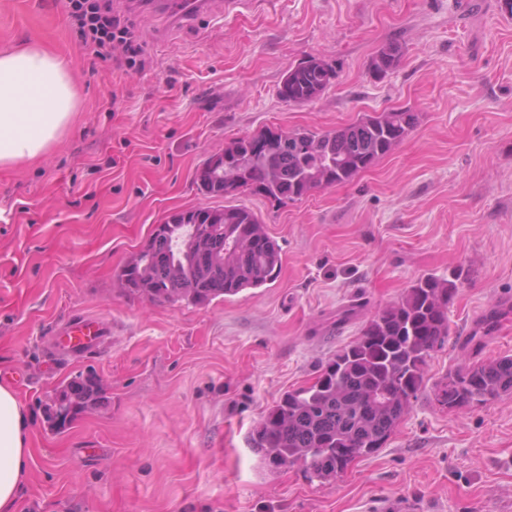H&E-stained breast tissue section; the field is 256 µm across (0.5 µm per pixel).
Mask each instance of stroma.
Returning a JSON list of instances; mask_svg holds the SVG:
<instances>
[{
	"label": "stroma",
	"instance_id": "35a3bbf8",
	"mask_svg": "<svg viewBox=\"0 0 512 512\" xmlns=\"http://www.w3.org/2000/svg\"><path fill=\"white\" fill-rule=\"evenodd\" d=\"M224 2L116 0L154 60L122 75L80 44L65 0H0V51L55 52L79 97L61 143L0 168V383L22 399L36 455L16 512H512V394L449 411L431 390L512 355V0ZM392 38L404 55L375 81L369 59ZM308 57L336 78L313 103L284 102V72ZM395 108L418 112L417 127L303 200L212 196L195 181L231 140L331 133ZM235 205L278 243L275 282L206 306L118 287L168 215ZM429 275L457 282L451 333L386 445L329 481L268 466L250 441L268 411ZM492 314L497 331L467 344ZM74 315L110 324L104 350L44 363ZM91 369L104 405L50 429L47 395Z\"/></svg>",
	"mask_w": 512,
	"mask_h": 512
}]
</instances>
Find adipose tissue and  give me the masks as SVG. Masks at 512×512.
I'll list each match as a JSON object with an SVG mask.
<instances>
[{
  "label": "adipose tissue",
  "mask_w": 512,
  "mask_h": 512,
  "mask_svg": "<svg viewBox=\"0 0 512 512\" xmlns=\"http://www.w3.org/2000/svg\"><path fill=\"white\" fill-rule=\"evenodd\" d=\"M78 93L64 61L36 45L0 54V166L32 160L60 142ZM27 414L0 384V512H14L33 452Z\"/></svg>",
  "instance_id": "1"
}]
</instances>
